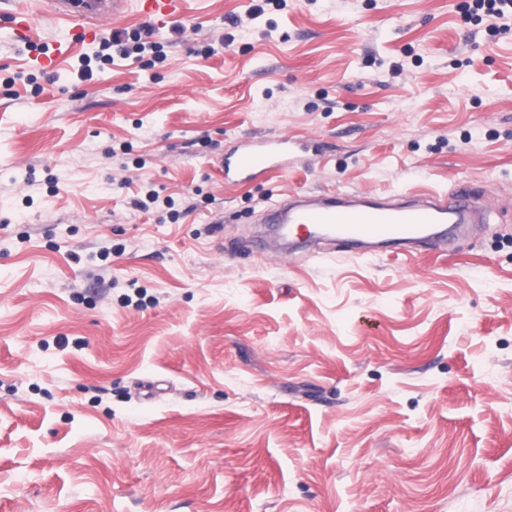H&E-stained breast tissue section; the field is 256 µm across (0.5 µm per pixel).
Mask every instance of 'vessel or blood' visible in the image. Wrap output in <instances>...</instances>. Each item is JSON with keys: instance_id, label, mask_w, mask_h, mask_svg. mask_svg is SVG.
I'll return each mask as SVG.
<instances>
[{"instance_id": "1", "label": "vessel or blood", "mask_w": 512, "mask_h": 512, "mask_svg": "<svg viewBox=\"0 0 512 512\" xmlns=\"http://www.w3.org/2000/svg\"><path fill=\"white\" fill-rule=\"evenodd\" d=\"M183 0H137L142 14L163 23L178 15ZM128 0H50L56 18L71 23L77 35L89 39L94 22L123 13ZM291 150L288 138L259 140L234 147L223 162L225 179L250 182L273 170H283ZM287 225L289 233L315 242L328 238L365 257L368 248L381 245L391 254L410 255L419 247L446 237L448 232L476 224L481 214L467 187L455 195L423 193L410 202L391 204L353 194L312 195L296 193L282 198L267 217Z\"/></svg>"}]
</instances>
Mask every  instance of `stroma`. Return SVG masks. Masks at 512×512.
<instances>
[{
	"label": "stroma",
	"mask_w": 512,
	"mask_h": 512,
	"mask_svg": "<svg viewBox=\"0 0 512 512\" xmlns=\"http://www.w3.org/2000/svg\"><path fill=\"white\" fill-rule=\"evenodd\" d=\"M469 3L184 0L85 78L0 0V512H512V31ZM257 137L302 147L225 182ZM462 183L445 251L250 248L296 191Z\"/></svg>",
	"instance_id": "35a3bbf8"
}]
</instances>
